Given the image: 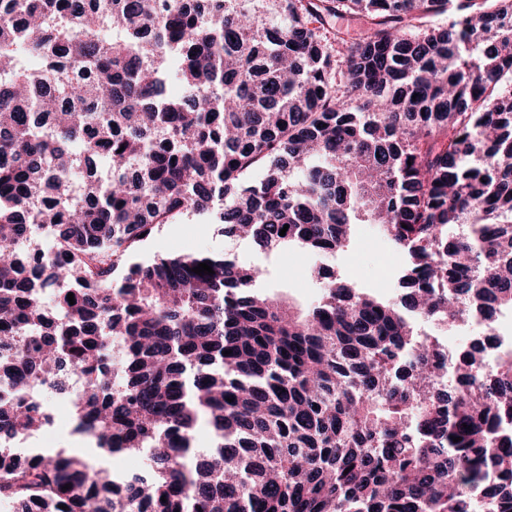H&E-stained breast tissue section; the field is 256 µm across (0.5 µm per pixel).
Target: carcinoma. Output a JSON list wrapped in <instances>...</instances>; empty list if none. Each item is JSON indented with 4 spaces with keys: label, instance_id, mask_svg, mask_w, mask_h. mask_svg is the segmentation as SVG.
Segmentation results:
<instances>
[{
    "label": "carcinoma",
    "instance_id": "1",
    "mask_svg": "<svg viewBox=\"0 0 512 512\" xmlns=\"http://www.w3.org/2000/svg\"><path fill=\"white\" fill-rule=\"evenodd\" d=\"M340 15L366 27L333 51ZM212 209L323 257L375 224L407 293L337 275L300 312L222 255L134 261ZM38 224L62 256L21 251ZM504 310L512 0H0V436L43 428L27 388L67 366L75 432L152 464L0 461L15 512H512V360L448 365L413 321Z\"/></svg>",
    "mask_w": 512,
    "mask_h": 512
}]
</instances>
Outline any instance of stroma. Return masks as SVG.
Here are the masks:
<instances>
[{
    "instance_id": "stroma-1",
    "label": "stroma",
    "mask_w": 512,
    "mask_h": 512,
    "mask_svg": "<svg viewBox=\"0 0 512 512\" xmlns=\"http://www.w3.org/2000/svg\"><path fill=\"white\" fill-rule=\"evenodd\" d=\"M377 234L375 225H355L349 248L320 264L296 245L263 251L248 240L225 235L223 225L217 224L213 212L209 211L191 213L183 220L158 226L153 235L141 244L135 259L148 263L158 257L201 252L231 255L238 262L261 270L262 275L257 282L259 292L297 308L312 305L319 299L322 284L314 268L320 264L325 273L340 274L355 287L368 290L382 300L396 302L402 295L398 277L404 257L383 240H379L376 252L364 251V238L377 237ZM55 413L56 427L37 435L38 446L52 452L63 450L72 453L115 473L132 475L146 470L147 462L139 455H109L75 435L66 402H58Z\"/></svg>"
}]
</instances>
